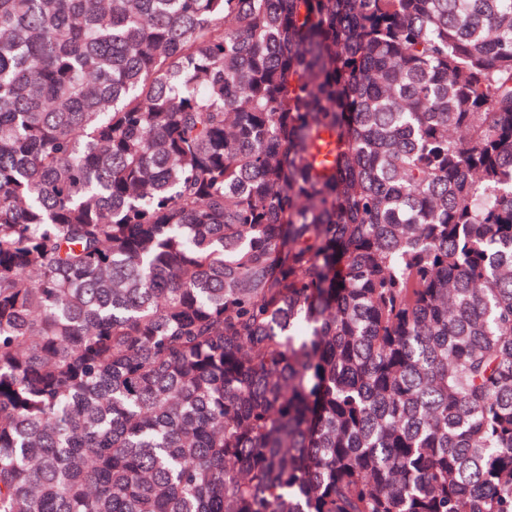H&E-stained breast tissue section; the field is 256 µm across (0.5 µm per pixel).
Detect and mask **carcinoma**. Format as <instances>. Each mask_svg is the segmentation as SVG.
Returning a JSON list of instances; mask_svg holds the SVG:
<instances>
[{"instance_id": "1", "label": "carcinoma", "mask_w": 512, "mask_h": 512, "mask_svg": "<svg viewBox=\"0 0 512 512\" xmlns=\"http://www.w3.org/2000/svg\"><path fill=\"white\" fill-rule=\"evenodd\" d=\"M0 512H512V0H0Z\"/></svg>"}]
</instances>
